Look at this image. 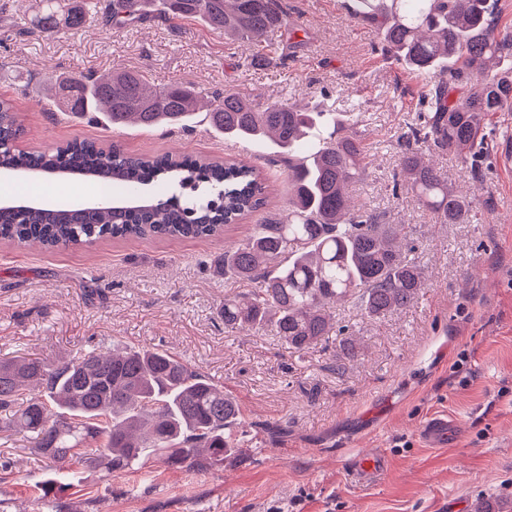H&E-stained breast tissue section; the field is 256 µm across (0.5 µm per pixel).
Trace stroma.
<instances>
[{"mask_svg": "<svg viewBox=\"0 0 512 512\" xmlns=\"http://www.w3.org/2000/svg\"><path fill=\"white\" fill-rule=\"evenodd\" d=\"M307 32L244 66L245 48L200 22L173 30L158 20L131 28L63 29L28 36L39 0H0V98L10 100L21 150L78 139L130 154L181 152L223 158L234 144L196 119L182 128L109 129L38 93L48 76H100L124 67L151 81L179 80L212 93L234 90L255 110L312 102L359 113L370 153L355 203L385 224L406 225L424 286L403 311L379 319L338 304L346 335L328 348L294 352L277 337L228 332L225 294L245 289L223 273L225 247L288 210V169L275 148L256 143L248 162L267 174L263 207L203 239L105 238L46 250L0 242V358L103 353L114 346L171 352L223 384L244 423L238 452L222 470L171 469L158 455L135 473L74 468L69 488L44 494L48 469L26 434L0 436V512H512V112L489 115L478 162L431 153L450 190L475 194L465 224H441L394 187L399 135L424 109L428 76L405 70L377 48L374 26L352 19L340 0H287ZM448 437L426 441L429 418ZM386 468L355 482L359 459Z\"/></svg>", "mask_w": 512, "mask_h": 512, "instance_id": "35a3bbf8", "label": "stroma"}]
</instances>
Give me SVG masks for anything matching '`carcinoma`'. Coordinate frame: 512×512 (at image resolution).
I'll use <instances>...</instances> for the list:
<instances>
[{"mask_svg":"<svg viewBox=\"0 0 512 512\" xmlns=\"http://www.w3.org/2000/svg\"><path fill=\"white\" fill-rule=\"evenodd\" d=\"M352 18L376 27L383 54L434 82L423 121L400 136L402 182L441 224L470 221L468 194L448 190L422 149L465 159L482 153L492 112H512V29L495 21L498 0H354ZM36 29L80 30L88 16L108 27L158 18L172 28L194 19L232 41L267 34L287 40L303 31L284 0H41ZM65 14L64 21L59 15ZM70 111L94 112L114 129L183 126L199 104L228 139L272 138L288 166L291 199L277 224H257L252 235L224 251L222 267L258 284L224 297V329L270 332L288 349L304 350L341 336L331 304L354 298L366 316L408 307L424 287L403 249L404 224H382L376 211L351 205L348 185L365 175L366 150L356 116L336 122L333 112L273 103L254 110L238 92L213 97L174 80L160 87L145 74L117 68L106 76L69 80ZM19 133L17 113L0 101V140ZM32 171L84 176L108 195H128L149 184L176 183L194 194L156 193L135 205L112 208L0 207V240L46 249L103 238H203L224 233L264 205L267 185L259 169L228 159L189 155L135 156L73 140L52 151L0 155L1 164ZM240 424L235 399L166 351L118 348L110 354L0 360V433L33 434L32 448L48 463L45 492L66 489L60 470L77 462L90 470L134 471L148 452L182 471L224 468Z\"/></svg>","mask_w":512,"mask_h":512,"instance_id":"cac0c4a2","label":"carcinoma"}]
</instances>
